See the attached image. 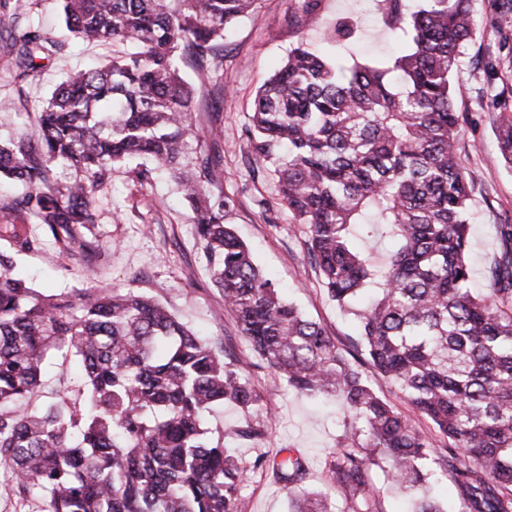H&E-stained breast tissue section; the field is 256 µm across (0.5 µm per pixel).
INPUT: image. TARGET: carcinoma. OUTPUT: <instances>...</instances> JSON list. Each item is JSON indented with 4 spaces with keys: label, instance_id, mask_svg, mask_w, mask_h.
Wrapping results in <instances>:
<instances>
[{
    "label": "carcinoma",
    "instance_id": "cac0c4a2",
    "mask_svg": "<svg viewBox=\"0 0 512 512\" xmlns=\"http://www.w3.org/2000/svg\"><path fill=\"white\" fill-rule=\"evenodd\" d=\"M256 0H62L82 42L112 46V60L69 75L37 113V140L0 137V178L28 191L0 206V467L42 512H237L250 467L229 453L204 417L226 402L260 401L248 361L225 360L155 300L116 286L79 301L43 296L15 273L14 253L37 240L34 217L59 249L92 261L97 212L112 169L135 157L143 182L167 173L195 213L213 285L252 349L310 397H333L345 434L319 491L291 512H380L370 468L387 464L413 512H442L431 483L453 478L458 512H512V224L498 225L490 288H470V186L458 141L453 76L474 33L471 0H381L389 26L409 33L392 64L338 65L294 47L258 90L250 148L276 178L281 204L307 226L308 258L329 295L355 316L344 351L319 323L281 298L227 224L229 198L206 185L214 159L193 124L190 59L223 89L224 31ZM16 78L46 46L22 33ZM512 167V117L494 120ZM376 229L392 250L380 263L355 245ZM75 359L83 401L39 406L42 371ZM367 362L434 424L421 433L365 382ZM258 458L285 487L303 483L304 456Z\"/></svg>",
    "mask_w": 512,
    "mask_h": 512
}]
</instances>
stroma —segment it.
I'll return each instance as SVG.
<instances>
[{
  "mask_svg": "<svg viewBox=\"0 0 512 512\" xmlns=\"http://www.w3.org/2000/svg\"><path fill=\"white\" fill-rule=\"evenodd\" d=\"M475 32L455 73L457 107L468 116L460 134L459 155L472 191L473 230L470 245L472 283L488 285L487 271L500 252L497 227L512 224V168L497 148L493 117L512 109V17L500 16L494 0H473ZM348 28L345 41L326 36L335 24ZM35 26L62 51L41 60L25 84L15 83L12 35ZM408 40L385 21L379 0H257L224 37V90L213 94L210 82L189 65H181L194 91L193 122L202 139H215L217 179L210 193L235 198L227 221L251 249L257 264L309 318L320 323L338 346H346L355 327L331 299L306 255L305 228L287 210L264 207L276 187L249 148L250 115L263 83L281 67L298 43L329 53L343 64L384 62ZM112 54L111 47L81 44L68 34L58 0H9L0 9V134L37 138L32 114L64 77ZM98 229L104 250L96 275L82 259L59 251L51 241L15 256L18 273L45 295L77 298L87 289L119 286L139 291L163 304L227 357H247V372L262 409L247 411L228 403L206 417L212 431L243 460L272 458L282 448L300 449L307 462V487L322 488L328 464L343 433L333 405L310 400L289 389L267 361L252 354L224 296L209 276L194 214L168 175L142 183L129 166L116 167L100 206ZM361 370L369 385L402 413L417 430L432 431L398 389L370 365ZM78 367L73 358H56L48 367L43 400L56 394L78 398ZM257 427L258 438H241ZM238 512H289V497L271 469L251 470Z\"/></svg>",
  "mask_w": 512,
  "mask_h": 512,
  "instance_id": "stroma-1",
  "label": "stroma"
}]
</instances>
